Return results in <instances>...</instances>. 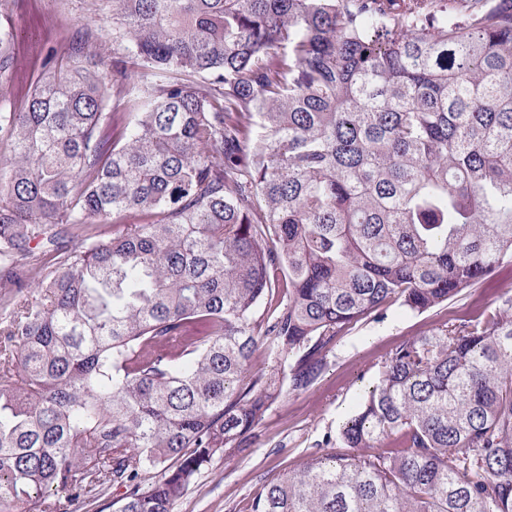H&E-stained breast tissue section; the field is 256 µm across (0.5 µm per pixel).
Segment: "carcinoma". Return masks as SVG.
Listing matches in <instances>:
<instances>
[{"instance_id": "1", "label": "carcinoma", "mask_w": 512, "mask_h": 512, "mask_svg": "<svg viewBox=\"0 0 512 512\" xmlns=\"http://www.w3.org/2000/svg\"><path fill=\"white\" fill-rule=\"evenodd\" d=\"M111 2L122 66L78 42L0 113L6 512H173L278 396L258 344L305 392L512 258V0ZM325 445L245 512H512V296L393 349ZM123 492L124 489L116 487H113L105 496L97 497L93 492L92 496L90 495L91 497H88L85 502L70 503L67 500L66 494L62 492H55L54 495L52 494L51 498L60 500V512H100L101 508L111 503L112 500L119 498Z\"/></svg>"}]
</instances>
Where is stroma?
Masks as SVG:
<instances>
[{"mask_svg":"<svg viewBox=\"0 0 512 512\" xmlns=\"http://www.w3.org/2000/svg\"><path fill=\"white\" fill-rule=\"evenodd\" d=\"M109 0H10L14 78L0 94V112L23 111L47 57L66 63L70 41L89 38L108 64L124 53L112 42L111 28L100 27ZM512 296V258L447 305L413 313L388 305L383 318L362 321L339 336L327 355L321 380L302 393L288 391V366L258 347L251 368L275 376L280 396L267 410L242 453L215 456L197 484L173 512H243L253 493L278 472L299 467L320 453L327 436L336 435L352 414L357 396L373 384L389 352L404 340L427 334L436 324L458 323L488 315Z\"/></svg>","mask_w":512,"mask_h":512,"instance_id":"stroma-1","label":"stroma"}]
</instances>
